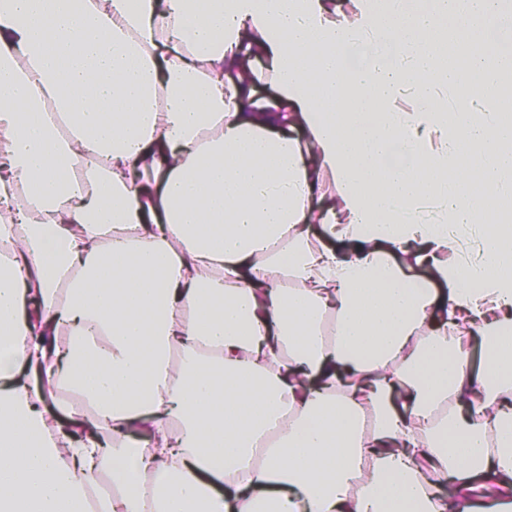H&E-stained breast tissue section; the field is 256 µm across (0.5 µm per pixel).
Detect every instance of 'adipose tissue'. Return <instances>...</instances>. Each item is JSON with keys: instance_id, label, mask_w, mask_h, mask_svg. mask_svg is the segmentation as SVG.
Returning a JSON list of instances; mask_svg holds the SVG:
<instances>
[{"instance_id": "ef3b65f1", "label": "adipose tissue", "mask_w": 512, "mask_h": 512, "mask_svg": "<svg viewBox=\"0 0 512 512\" xmlns=\"http://www.w3.org/2000/svg\"><path fill=\"white\" fill-rule=\"evenodd\" d=\"M507 24L0 0V512H512Z\"/></svg>"}]
</instances>
